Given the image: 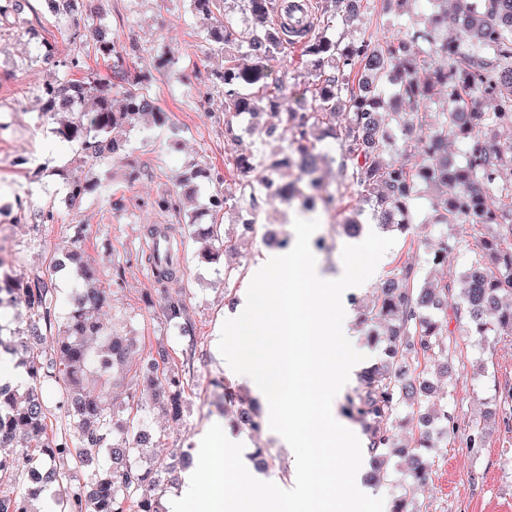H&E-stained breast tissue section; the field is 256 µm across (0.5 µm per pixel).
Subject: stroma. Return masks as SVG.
Segmentation results:
<instances>
[{"mask_svg":"<svg viewBox=\"0 0 512 512\" xmlns=\"http://www.w3.org/2000/svg\"><path fill=\"white\" fill-rule=\"evenodd\" d=\"M99 8L98 25L129 49L127 66L133 79L149 90L166 112L167 121L134 128L123 158H105L81 167L78 144L58 141L50 125L39 119L43 104L36 90L59 79L61 70L40 63L28 31L38 29L45 41L58 42L63 53H80L100 74H107L108 69L91 44L75 46L66 41L64 18L28 7L13 13L8 23L0 25V265L27 281L45 271L63 240L80 239L85 262L109 296L100 312L102 322L136 342L112 389L116 417L124 418L131 406H147L149 395L140 364L158 345L168 348L171 363L185 383L181 422H171L156 410L148 409L146 414V424L157 442L156 452L170 462L184 450H198L211 425L232 428L235 407L219 404L213 381L229 382L246 393L251 390L228 367L218 351V341L224 321L248 289L254 267L269 251L262 237L242 236L240 223L246 208L225 210L223 230L235 251L224 260L233 274L223 278L215 268L198 262L204 243L189 234L186 221L196 214L202 223H209L206 207L212 192L237 195L238 177L228 163L235 142L252 145L265 157L280 152L286 142L260 137L239 122L233 134L224 131V95L216 86V75L224 70V54L215 45L204 54L199 47L211 27H245L248 19L236 5L230 2L224 15L211 18L195 13L190 0H101ZM398 29L394 15L376 9L354 24H336L330 33L347 43L364 37L382 40L396 35ZM268 67L291 101L314 84L318 72L294 46L270 60ZM200 81L209 92L204 108L196 97ZM79 168L100 178L103 188L73 209L64 200V184ZM200 168L209 176L199 180L193 197L182 199L180 214L141 207V200L174 191L185 175ZM19 197L30 210H52L53 222L36 225L24 219L15 205ZM414 215L411 230L397 234L380 278H387L406 261L419 271H428L440 235L446 232L462 242L461 249L449 252L444 267L451 285L448 300L460 302L461 275L479 236L467 224L447 229L431 224L432 204L427 197L416 200ZM154 224L170 227L179 263L176 276L162 283L155 279L149 263V228ZM53 283V326L44 330L43 341L31 346L34 356L41 359L50 354L57 329L65 320L74 278L60 272ZM166 294L185 296L195 328L194 345L181 340L179 325L166 321L159 307L144 302L145 296L157 300ZM455 339V385L448 404L455 416L456 433L449 436L447 447L431 450L432 476L418 499L425 512H512V421L503 422L498 397L500 389L512 387V337H479L460 330ZM478 422L486 423L489 435L483 448L470 452L463 442ZM236 436L244 446L242 459L252 476L289 484L295 462L291 448L267 428L257 434L240 430ZM258 448L268 449L270 454L261 469L252 461Z\"/></svg>","mask_w":512,"mask_h":512,"instance_id":"35a3bbf8","label":"stroma"}]
</instances>
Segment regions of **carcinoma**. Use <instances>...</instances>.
<instances>
[{
    "mask_svg": "<svg viewBox=\"0 0 512 512\" xmlns=\"http://www.w3.org/2000/svg\"><path fill=\"white\" fill-rule=\"evenodd\" d=\"M227 0H191L196 12L209 16L224 11ZM240 9L252 17V24L233 34L219 29L210 32V40L224 45V72L219 82L224 88V127L233 134L236 117L257 110L262 102L268 110L267 135L277 132L291 135L286 151L268 158L238 146L231 154L239 176V196L221 192L209 199L212 222L206 227L191 224L192 234L211 240L214 246L199 254L200 261L218 264L232 247L223 244L217 217L229 205L249 203L257 206V197L272 178L287 179L283 201L303 200L314 206L306 193L308 186L292 177V170L315 168L322 163L337 164L338 187L321 198L326 206L343 202L340 188L354 189L361 202L370 205L379 224L402 233L410 229V204L430 189L433 199L432 224H469L475 229L495 224L497 236L485 238L481 250L472 253L465 274L462 306H448V279L437 274L445 265L448 249L460 247L457 240L443 239L432 258V270L418 274L415 266L403 262L380 288L372 305L366 307L360 323L386 325L384 355L359 375L358 386L343 406L348 417L361 422L368 436L373 462L372 480L389 481L391 459L404 458L407 480L394 497L391 512H420L416 496L430 477L431 469L424 450L438 447L439 440L456 429L448 403L434 400V388L422 365L444 360L445 369L454 362L450 329L453 322H465L466 331L478 336H512V177L503 173L512 163V0H472L453 19H448V0H429L430 12L421 22L383 41L361 39L346 45L326 36L336 18L350 23L360 11L372 9L371 0H320L317 15L293 5L280 12L276 24L267 25L268 0H236ZM307 15H301V12ZM453 22L455 34L446 37L441 30ZM320 33L311 36L315 27ZM71 43L95 41V51L109 63L107 78L87 71L86 60L79 55L60 59L65 73L61 80L48 83L42 94L53 104L44 115L57 124L58 139L79 143L83 158L96 160L124 148L126 132L149 115L153 121L166 119L153 97L129 80L125 55L114 41L94 24L74 22L67 26ZM303 40L305 52L318 57L324 71L318 75L311 103L302 109H290L280 90H269L265 62L282 53L291 40ZM253 58L240 63L238 52ZM437 57L444 65L428 66V58ZM82 72L80 79L70 72ZM494 103L492 111L473 112L476 93ZM414 103L435 101L439 110L430 114L395 108L396 99ZM345 111V124H336L338 110ZM432 127L425 151L407 163H391L386 154L405 128ZM330 139L338 143V155L318 148ZM464 145L465 162L448 157V141ZM68 203L76 207L96 184L82 175L68 179ZM494 195L497 206L488 203ZM180 199L168 195L143 205L165 212L180 210ZM154 238L165 243L163 251L151 257L157 281L172 278L177 272L169 227L154 225ZM66 259L77 267L81 288L77 289L71 310L65 319L64 334L53 351L62 358L56 362L24 356L18 362L29 376L24 387L0 383V447L17 439H35L30 448H17L12 454H0V474L23 469L27 480L22 491L0 495V512H35L31 503L53 491L59 512H165L161 506L163 488L159 474L168 470L161 460L149 467L132 462L145 456L151 441L142 431V416L127 415L114 421L110 394L86 395L80 390L82 379L97 374L109 380L115 366L129 355L132 343L105 328L99 312L106 302L96 286L94 273L80 264L79 246L70 243ZM62 264L49 265L45 276L34 283L4 277L0 281V305L18 303L30 314L31 336L42 338L39 322L50 323L53 305V276ZM163 317L181 325L192 335L187 304L183 297L165 295L160 302ZM94 336L99 344L92 348L86 338ZM146 386L153 401L174 422L183 418L185 388L174 370L168 368L170 354L160 346L149 353ZM62 380L64 413L76 424L75 438L54 437L47 432L48 408L40 394L41 380ZM224 399L239 400L236 424L258 432L262 418L258 407L243 399L223 383ZM405 406L418 409L430 430L422 433L415 445L396 444L390 428ZM132 440L109 442L114 430ZM112 461L110 470L92 485L75 484L61 462L72 461L77 468H95L102 455Z\"/></svg>",
    "mask_w": 512,
    "mask_h": 512,
    "instance_id": "carcinoma-1",
    "label": "carcinoma"
}]
</instances>
